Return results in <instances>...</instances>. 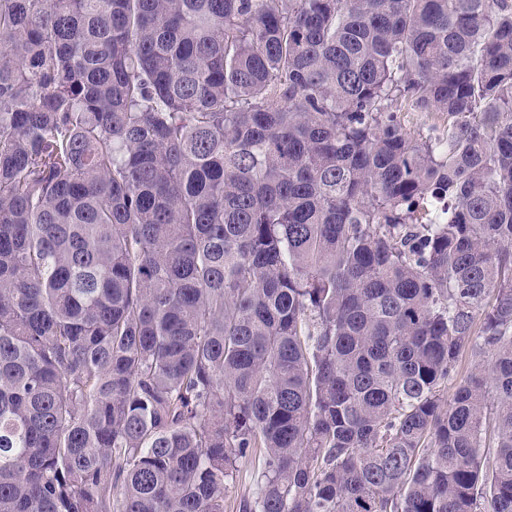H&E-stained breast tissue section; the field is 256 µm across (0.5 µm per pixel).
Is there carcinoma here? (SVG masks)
Wrapping results in <instances>:
<instances>
[{
	"instance_id": "1",
	"label": "carcinoma",
	"mask_w": 512,
	"mask_h": 512,
	"mask_svg": "<svg viewBox=\"0 0 512 512\" xmlns=\"http://www.w3.org/2000/svg\"><path fill=\"white\" fill-rule=\"evenodd\" d=\"M255 454L236 512H512V0H0V512ZM405 124L411 132H421L424 135H439L445 130L446 120L444 117L432 112H405Z\"/></svg>"
}]
</instances>
